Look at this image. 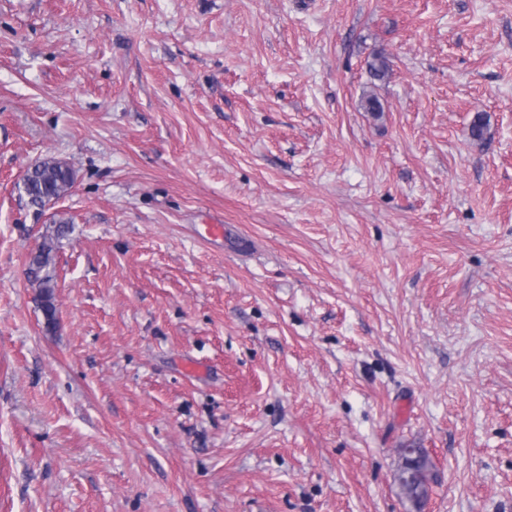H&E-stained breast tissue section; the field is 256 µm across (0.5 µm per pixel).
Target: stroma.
Instances as JSON below:
<instances>
[{"label":"stroma","mask_w":512,"mask_h":512,"mask_svg":"<svg viewBox=\"0 0 512 512\" xmlns=\"http://www.w3.org/2000/svg\"><path fill=\"white\" fill-rule=\"evenodd\" d=\"M0 512H512V0H0ZM33 167L28 169L24 175L23 186L27 183ZM70 174L71 169L55 159H46L38 163L26 187L25 195L28 197L29 203L39 206L44 198L51 196L53 198L50 202L57 201L56 197L63 195L68 189ZM72 232L68 221H59L53 225L50 232L43 236L37 250L32 252L27 260V277L29 282L39 288L41 308L47 319V325L55 323V257L61 240ZM429 468L428 457L422 449H404L398 483L404 497L416 508L427 499L429 494V487L426 484Z\"/></svg>","instance_id":"stroma-1"}]
</instances>
